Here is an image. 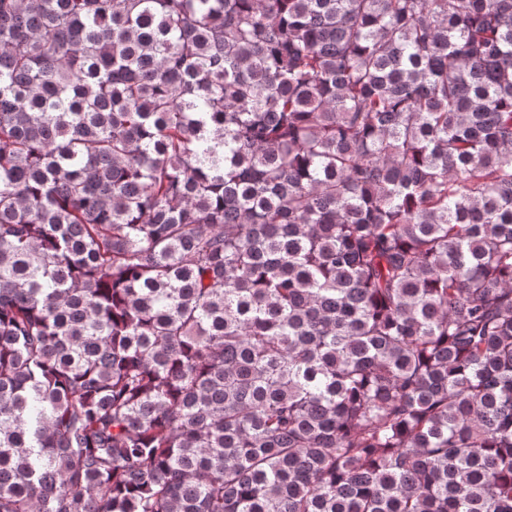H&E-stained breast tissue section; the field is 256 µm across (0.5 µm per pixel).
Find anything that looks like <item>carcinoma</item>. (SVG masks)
Listing matches in <instances>:
<instances>
[{"label":"carcinoma","instance_id":"carcinoma-1","mask_svg":"<svg viewBox=\"0 0 512 512\" xmlns=\"http://www.w3.org/2000/svg\"><path fill=\"white\" fill-rule=\"evenodd\" d=\"M0 512H512V0H0Z\"/></svg>","mask_w":512,"mask_h":512}]
</instances>
